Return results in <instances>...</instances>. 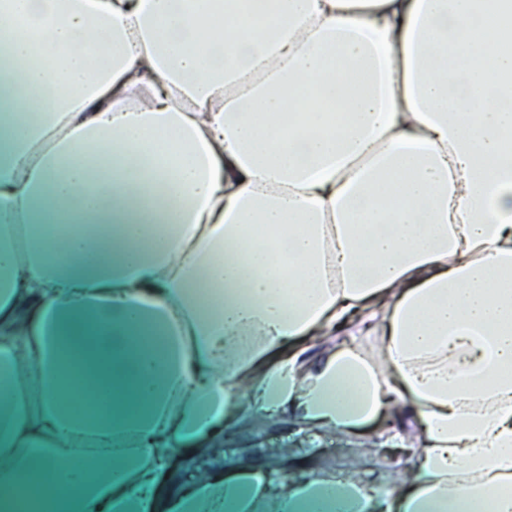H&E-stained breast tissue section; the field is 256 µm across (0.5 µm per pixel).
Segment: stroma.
<instances>
[{"label":"stroma","mask_w":512,"mask_h":512,"mask_svg":"<svg viewBox=\"0 0 512 512\" xmlns=\"http://www.w3.org/2000/svg\"><path fill=\"white\" fill-rule=\"evenodd\" d=\"M414 421L400 411L392 422L377 420L357 435L344 437L316 429H298L288 419H253L244 430H228L220 448L207 458L187 457L186 472L233 471L265 458L287 456L290 466L313 471H333L351 480L391 488L411 467V451L386 447L396 434L413 432Z\"/></svg>","instance_id":"obj_1"}]
</instances>
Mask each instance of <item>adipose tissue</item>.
Here are the masks:
<instances>
[{"label": "adipose tissue", "mask_w": 512, "mask_h": 512, "mask_svg": "<svg viewBox=\"0 0 512 512\" xmlns=\"http://www.w3.org/2000/svg\"><path fill=\"white\" fill-rule=\"evenodd\" d=\"M0 33V512H512V0H0ZM357 311L378 353L297 347ZM405 407L382 495L171 467L249 413Z\"/></svg>", "instance_id": "adipose-tissue-1"}]
</instances>
